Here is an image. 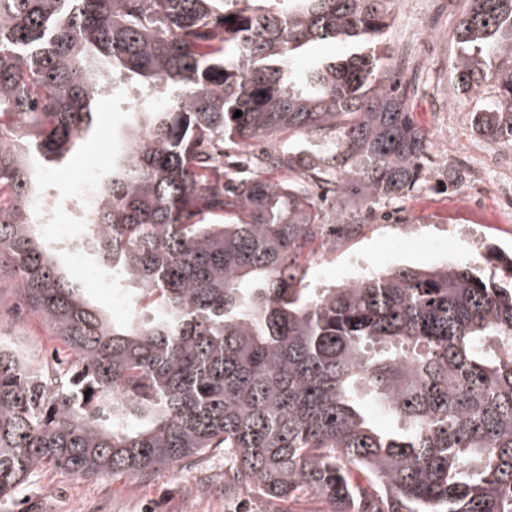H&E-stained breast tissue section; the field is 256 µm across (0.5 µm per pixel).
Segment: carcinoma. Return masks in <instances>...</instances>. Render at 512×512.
<instances>
[{
  "label": "carcinoma",
  "instance_id": "carcinoma-1",
  "mask_svg": "<svg viewBox=\"0 0 512 512\" xmlns=\"http://www.w3.org/2000/svg\"><path fill=\"white\" fill-rule=\"evenodd\" d=\"M394 0H0V326L28 311L63 346L0 332V500L36 470L138 476L224 454V486L322 512H512V256L382 268L304 288L324 240L312 186L369 199L420 179L428 147L389 51ZM457 92L512 143V0H466ZM355 51L295 66L301 48ZM141 91L90 201L62 199L79 248L125 298L89 303L37 231L46 168L97 100ZM242 115L234 117L235 111ZM301 132L300 180L266 150ZM396 421L379 424L370 408Z\"/></svg>",
  "mask_w": 512,
  "mask_h": 512
}]
</instances>
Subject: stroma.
Returning <instances> with one entry per match:
<instances>
[{"mask_svg": "<svg viewBox=\"0 0 512 512\" xmlns=\"http://www.w3.org/2000/svg\"><path fill=\"white\" fill-rule=\"evenodd\" d=\"M463 2L403 0L386 34L400 77L412 89V118L430 140H438L449 107L461 112L453 128L457 151L451 160L459 167L466 166L471 146H485L473 129L472 114L495 96L491 84L471 100L446 88L448 67L457 51L453 33ZM133 98V92H122L111 100L106 115L96 116V135L49 180V193L72 194L88 159L107 164L112 135L123 125ZM438 163L435 148H428L424 180L388 202L372 203L355 194L339 197L329 186L319 188L321 223H333L339 209L352 222L343 227L333 245H310L307 287L341 285L385 266H426L446 260L472 264L491 274L494 252L512 251V209L502 201L497 175L465 176L448 190L427 179L435 171L441 179L450 178V171L438 170ZM191 507L197 512H236L234 505L224 501L223 454L136 478L108 475L90 480L45 468L32 474L12 500L0 504V512H187Z\"/></svg>", "mask_w": 512, "mask_h": 512, "instance_id": "1", "label": "stroma"}]
</instances>
